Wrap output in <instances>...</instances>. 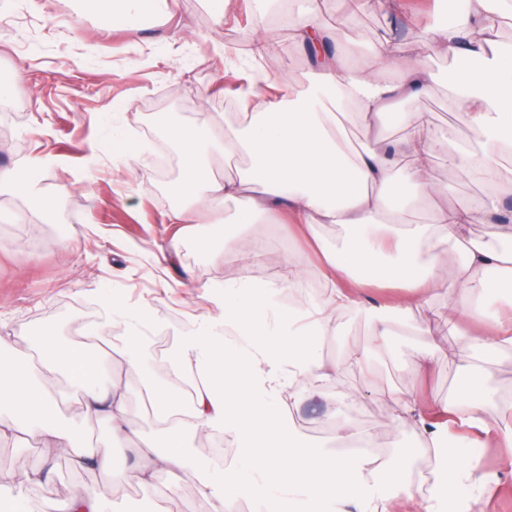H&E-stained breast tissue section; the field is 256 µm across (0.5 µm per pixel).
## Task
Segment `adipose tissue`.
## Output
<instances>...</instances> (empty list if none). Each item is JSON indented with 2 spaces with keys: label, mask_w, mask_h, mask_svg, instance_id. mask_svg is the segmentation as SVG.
Instances as JSON below:
<instances>
[{
  "label": "adipose tissue",
  "mask_w": 512,
  "mask_h": 512,
  "mask_svg": "<svg viewBox=\"0 0 512 512\" xmlns=\"http://www.w3.org/2000/svg\"><path fill=\"white\" fill-rule=\"evenodd\" d=\"M83 9L112 28L132 30L169 8V0H82ZM512 19V0H460L452 24L425 27L418 49L391 41L378 49L379 66L368 70L343 53H329L335 41L324 25L320 0L306 5L290 27L299 47L313 51L312 78L303 91L288 81L248 82L243 100L280 94L279 103L257 112H237L232 118L214 113L199 126H173L169 138L180 147L182 174L175 189L178 205L168 215L171 224H193L199 210L217 199L231 200L237 209L224 231V249L236 251L238 224L275 225L292 222L312 237L321 256L325 297L294 308L280 307L277 294L304 287V261L294 253L281 259L277 283L247 280L228 288L219 316L201 323L173 352L170 378L150 385L159 438L141 435L126 423L127 391L121 384L102 385L99 369L84 348L52 337H28L29 356L0 365V437L37 434L45 457L68 453L74 467L94 466L113 482L135 477L150 484L160 471H186L209 512H236L237 497L254 491L265 512H390L391 499L376 495L372 484L392 470H405L409 459L385 464L367 454L329 453L305 446L283 421L279 399L286 384L299 381L317 386L338 370L365 374V352L351 350L335 365H327L320 344L337 335L335 311L352 309L374 319V337L387 343L397 312L440 288H451L474 300L472 315H484L483 302L505 283H512V225L498 204L496 192L479 203L448 207L439 204L440 188L426 161L444 138L413 121L401 141L379 151L353 147L337 113L350 100L364 113L368 128L377 130L394 118L393 107L426 94L439 77L422 65L418 51L452 58L445 79L459 111L469 115L481 138L474 150L452 154L449 164L476 163L489 183L500 177L498 159L512 153V44L495 40L503 20ZM397 69L390 78L388 69ZM246 156L236 176L217 178L212 157ZM409 158L402 178L391 171L397 155ZM43 162L0 169V194L23 197L31 206L48 210L37 182ZM427 207L426 225L399 222L402 206ZM500 222L497 242L475 239L471 227ZM343 228L331 244L321 236L323 225ZM386 283L404 290V302L383 307L364 289ZM103 315L120 321L126 331L123 349L127 371L145 375L142 345L153 320L150 305L126 306L106 295ZM472 355L457 373L456 386L466 401L451 398L423 402L417 391L387 395V408L397 430L422 438L433 447L452 442L435 492L422 512H457L466 492L483 483L485 475L473 454L470 430H478L500 445L512 447V420H486L484 374L491 357L512 355V322L492 337L471 341ZM192 380L193 392L182 399L177 382ZM72 393L85 398L88 416L112 423L113 440L125 443L133 467L117 460L110 446L84 442L82 432L63 414L60 403ZM231 427L240 448L237 466L216 486L206 460L189 462L190 438L208 430ZM43 470L0 472V512H25L22 491L41 481Z\"/></svg>",
  "instance_id": "ef3b65f1"
}]
</instances>
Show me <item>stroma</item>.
<instances>
[{
  "instance_id": "35a3bbf8",
  "label": "stroma",
  "mask_w": 512,
  "mask_h": 512,
  "mask_svg": "<svg viewBox=\"0 0 512 512\" xmlns=\"http://www.w3.org/2000/svg\"><path fill=\"white\" fill-rule=\"evenodd\" d=\"M456 2L401 0L399 9L389 11L369 0L354 12L346 0H323L322 19L338 34L342 51H356L373 68L384 39L417 44L419 28L446 22ZM78 6V0H0V73L16 77L10 98L16 118L8 124L9 145L0 149V167L43 157L40 187L55 211L49 222L24 200L0 195V335L10 338L0 356L8 360L25 353L26 338L33 334L72 342L93 329L94 337L84 339L89 356L103 377L128 388L129 427L153 437L158 426L143 402L145 382L126 371L121 332L99 315L102 294L151 305L154 319L144 354L157 381L169 347L193 330L195 320L220 312L216 302L203 297L202 285L238 283L247 270L274 281L278 260L251 252L264 232L305 257L313 285L322 283L314 244L294 224L247 226V249L227 254L204 211L188 225L180 249H173L176 227L164 221L172 203L154 163L166 136L152 123L151 110L180 105L178 125H199L223 111L227 97L237 93L234 76L245 70L224 56L227 33L270 31L279 39L283 22L265 16L263 0H230L220 20L206 0H174L166 16L144 29L121 31L91 15L77 18ZM259 70L301 89L311 64L297 46L279 45ZM404 110L425 126L454 132L459 144L477 136L446 84H436ZM116 134L144 144L145 153L117 156L112 150ZM430 164L442 189L441 204L463 203L483 189L475 169L449 165L447 149H438ZM459 301L452 289H439L426 306L395 316L393 336L383 345L374 342L368 315L338 312L341 331L323 342L324 360L336 363L356 348L367 353L370 371L336 377L315 391L294 386L283 407L290 430L309 445L326 448L334 440L317 436V426L341 420L371 435L390 460L423 447L418 437L398 435L385 418L383 393L414 387L426 400L445 399L472 337L492 335L497 321L512 317V287L507 285L496 296L497 317L461 319L458 332L437 336L432 363L421 368L423 330L446 321L449 305ZM486 388L487 419L512 411V357L494 359ZM350 396L355 403L347 414L342 403ZM475 440L487 476L471 491L479 499V512H512V450L486 443L480 434ZM42 461L38 439L0 438V471L20 472ZM51 469L47 479L26 491L27 512H55L61 501L80 492L104 493L109 512H168L173 505L178 512L206 510L193 482L181 483L176 497H169L172 479L164 472L148 485L128 479L106 486L95 470L74 468L62 454L53 457Z\"/></svg>"
}]
</instances>
